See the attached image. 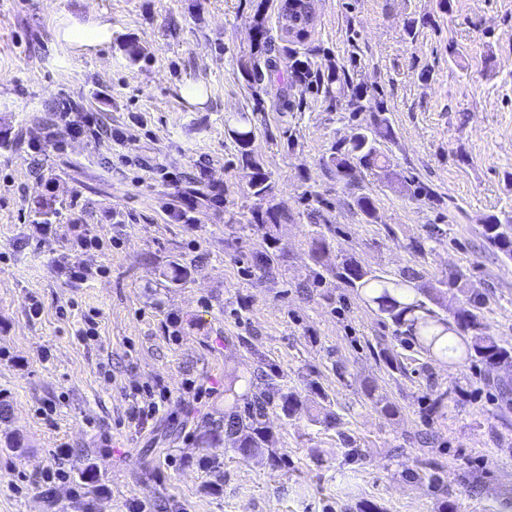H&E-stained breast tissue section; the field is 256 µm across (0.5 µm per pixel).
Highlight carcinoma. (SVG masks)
<instances>
[{"mask_svg":"<svg viewBox=\"0 0 512 512\" xmlns=\"http://www.w3.org/2000/svg\"><path fill=\"white\" fill-rule=\"evenodd\" d=\"M265 3L255 5L256 22L250 41L249 65H240V74L248 86L266 90L265 81L280 73L281 59L288 60L286 86L274 96L273 105L290 104L288 91L295 88L299 94L321 92L338 97L352 88V78L346 68H333L324 73L313 68L309 57L286 44L277 49L268 36L265 25ZM354 111L372 112L371 123L356 125L349 139L336 143L326 159L338 179L351 183L358 168L383 170L387 168L386 155L381 143L395 140V131L384 116L386 109L380 102L372 101L361 93H354ZM229 132L237 145V161L248 177L252 194L262 200L274 196V185L260 161L252 154L250 143L254 133L253 117L245 112L228 120ZM254 219L261 225H277L288 217L270 206L256 211ZM486 242L505 258L512 260V219L505 222L493 217L482 225ZM336 276L350 287L363 293L362 300L373 303L378 311L403 333L411 337L429 355L452 364L479 362L490 369L512 365V347L499 345L487 332L480 310L483 298L469 291L464 276L455 274L441 287L418 285V276L407 274L398 280L386 279L353 261H346L336 271ZM456 288L465 301L453 312V319L441 315L437 308L443 306L444 287ZM274 374L257 370L248 380L246 392L232 395L230 409L224 418L215 423L207 434L205 443L224 439V446L247 456L262 447L266 441L265 421L270 398L263 391L254 392L255 381H273ZM280 408L284 416L291 418L303 407L298 394L278 389Z\"/></svg>","mask_w":512,"mask_h":512,"instance_id":"obj_1","label":"carcinoma"}]
</instances>
